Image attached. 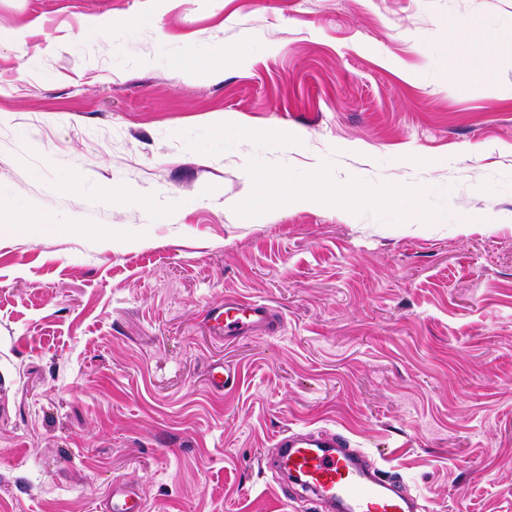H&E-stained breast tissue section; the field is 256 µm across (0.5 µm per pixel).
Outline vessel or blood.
<instances>
[{
    "instance_id": "b4317fda",
    "label": "vessel or blood",
    "mask_w": 512,
    "mask_h": 512,
    "mask_svg": "<svg viewBox=\"0 0 512 512\" xmlns=\"http://www.w3.org/2000/svg\"><path fill=\"white\" fill-rule=\"evenodd\" d=\"M205 318L217 335H274L281 322L270 305L240 298L209 308ZM268 462L315 495L327 512H416L415 499L386 480L364 453L336 432H283L273 442ZM112 512H146L144 498L118 485L112 490Z\"/></svg>"
}]
</instances>
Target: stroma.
<instances>
[{
	"label": "stroma",
	"instance_id": "1",
	"mask_svg": "<svg viewBox=\"0 0 512 512\" xmlns=\"http://www.w3.org/2000/svg\"><path fill=\"white\" fill-rule=\"evenodd\" d=\"M474 20L512 0H0V512H316L263 462L290 428L512 512V58L431 63ZM247 167L424 195L279 207ZM228 297L283 331L215 339ZM111 508L113 512H145L146 504L139 493L123 485H116L112 488Z\"/></svg>",
	"mask_w": 512,
	"mask_h": 512
}]
</instances>
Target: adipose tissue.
Returning <instances> with one entry per match:
<instances>
[{
  "instance_id": "adipose-tissue-1",
  "label": "adipose tissue",
  "mask_w": 512,
  "mask_h": 512,
  "mask_svg": "<svg viewBox=\"0 0 512 512\" xmlns=\"http://www.w3.org/2000/svg\"><path fill=\"white\" fill-rule=\"evenodd\" d=\"M442 35L451 43L464 46V61L471 65L474 74L484 80L495 79L501 55L507 51L512 53L511 33L483 29L478 36L472 37L467 31L455 27L443 29ZM246 179L251 187L263 193L268 203L282 206L313 204L331 195L340 197L349 208L376 206L380 203L379 198L355 188L336 186L325 178L295 192L290 191L288 178L284 175L273 176L261 170H250L246 173Z\"/></svg>"
}]
</instances>
